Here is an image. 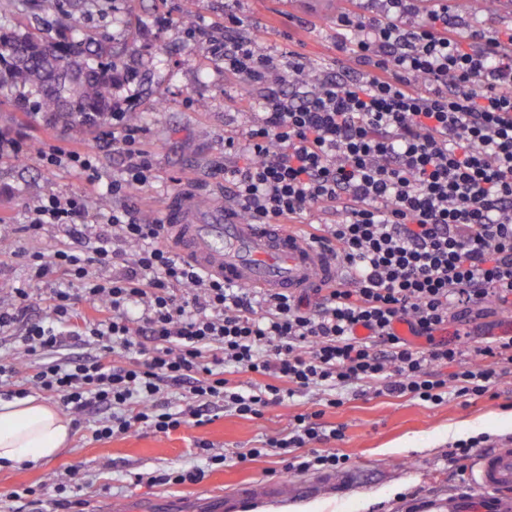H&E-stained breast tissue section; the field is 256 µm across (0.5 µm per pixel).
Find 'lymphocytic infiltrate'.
<instances>
[{"label":"lymphocytic infiltrate","instance_id":"obj_1","mask_svg":"<svg viewBox=\"0 0 512 512\" xmlns=\"http://www.w3.org/2000/svg\"><path fill=\"white\" fill-rule=\"evenodd\" d=\"M383 2L339 20L336 50L363 69L352 77L323 78L294 52L283 61L257 51L231 13L223 38L210 41L225 74L261 93L255 122L224 138L232 200L253 224L322 214L315 239L351 268L352 285L320 289L306 313L298 299L198 270L165 245L162 225L127 208H113L111 235L87 240L85 199L51 195L24 230L34 237L61 224L72 241L30 268L41 282L81 281L96 316L72 337L95 352L45 360L75 315L73 296L54 290L48 317L31 323L29 293L15 288L0 305V335H18L36 364L21 376L0 359L7 396L38 390L75 418L100 412L91 436L107 441L205 425L218 402L259 418L308 389L330 407L350 384L435 405L490 392L512 368V336L471 345L441 333L453 312L512 305V32L461 34L448 0ZM112 131L126 161L117 197L149 184L153 162L127 113H113ZM322 416L296 414L243 460L272 450L287 472L345 468L332 447L344 431Z\"/></svg>","mask_w":512,"mask_h":512}]
</instances>
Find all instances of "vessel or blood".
Masks as SVG:
<instances>
[{
	"instance_id": "b4317fda",
	"label": "vessel or blood",
	"mask_w": 512,
	"mask_h": 512,
	"mask_svg": "<svg viewBox=\"0 0 512 512\" xmlns=\"http://www.w3.org/2000/svg\"><path fill=\"white\" fill-rule=\"evenodd\" d=\"M169 244L201 271L225 283L291 295H314L343 280L338 258L284 224H251L232 203L201 209L196 195H175L166 210ZM278 484L255 482L239 497L211 498L203 512H240L243 501L275 496ZM408 512H512V443L476 458L469 483L446 502L420 500Z\"/></svg>"
}]
</instances>
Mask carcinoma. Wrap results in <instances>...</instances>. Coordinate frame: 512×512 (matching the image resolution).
Here are the masks:
<instances>
[{"label": "carcinoma", "mask_w": 512, "mask_h": 512, "mask_svg": "<svg viewBox=\"0 0 512 512\" xmlns=\"http://www.w3.org/2000/svg\"><path fill=\"white\" fill-rule=\"evenodd\" d=\"M22 6L21 0H0V91L31 87L36 107L55 124L84 129L107 124L113 90L131 71L112 55L90 62L102 47L72 34L67 18L54 36L38 26L23 32L5 28Z\"/></svg>", "instance_id": "carcinoma-1"}]
</instances>
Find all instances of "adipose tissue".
<instances>
[{
  "label": "adipose tissue",
  "instance_id": "1",
  "mask_svg": "<svg viewBox=\"0 0 512 512\" xmlns=\"http://www.w3.org/2000/svg\"><path fill=\"white\" fill-rule=\"evenodd\" d=\"M71 422L36 398L0 401V462L21 466L48 460L65 449Z\"/></svg>",
  "mask_w": 512,
  "mask_h": 512
}]
</instances>
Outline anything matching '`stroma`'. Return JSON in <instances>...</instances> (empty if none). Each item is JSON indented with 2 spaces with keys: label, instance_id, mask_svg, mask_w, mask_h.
Here are the masks:
<instances>
[{
  "label": "stroma",
  "instance_id": "obj_1",
  "mask_svg": "<svg viewBox=\"0 0 512 512\" xmlns=\"http://www.w3.org/2000/svg\"><path fill=\"white\" fill-rule=\"evenodd\" d=\"M453 23L465 30L492 36L512 29V0H448ZM381 0H197L194 19L182 15L183 0H90L74 12V24L83 39L111 48L134 67L138 76L123 84L118 94L140 112L143 140L153 153L151 185L128 190L120 202L138 217L151 220L173 194L191 187L223 204L224 134L246 129L258 110L256 96L225 75L224 61L209 53L196 31L220 37L224 15L241 21L240 34L261 33L271 55L287 59L303 54L313 67L333 72L350 70L351 58H338V20L351 11H377ZM23 86L0 95V139L21 142L26 152L16 157L0 154V289L29 288V316H45L52 286L30 277L29 256L65 247L68 237L56 225H45L38 237L22 230L27 213L51 194L83 196L89 222L96 232L109 229L107 218L118 200L112 196L121 178L124 156L112 149L111 126L92 131L47 124L42 116L21 114L15 103L30 97ZM207 109H200L199 101ZM46 142L76 146L93 158L98 182L87 185L78 168L49 166L37 148ZM495 396L460 397L439 405L409 397L357 394L347 388L342 405L326 409L322 421L344 429L335 446L349 458L354 482L346 492L294 499L287 490L298 480L310 482L316 472L281 475L282 463L270 454L239 462L240 453L260 446L267 437L287 429L294 415L314 410L315 393L295 394L269 407L263 418L246 419L220 412L212 423L163 435L147 430L94 441L74 431L71 443L58 456L19 469L0 468V512H142L152 503L171 504L185 512L207 493H229L255 481H278L282 489L273 498L290 512H405L411 499H444L460 483L447 461L448 447L459 439L490 435L492 442L512 437V372L502 374ZM203 439L227 456L224 467L206 474L194 485L151 486L134 482L132 473L203 465ZM74 472L67 490L70 510L57 507L56 477ZM31 488L30 496L16 500L8 492Z\"/></svg>",
  "mask_w": 512,
  "mask_h": 512
}]
</instances>
